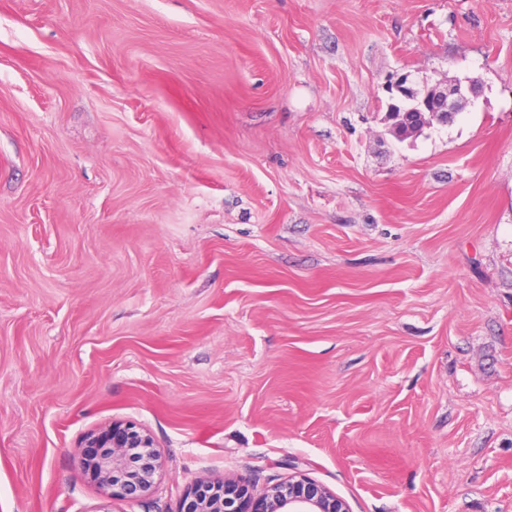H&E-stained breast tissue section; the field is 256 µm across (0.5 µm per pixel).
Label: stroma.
<instances>
[{
    "label": "stroma",
    "mask_w": 512,
    "mask_h": 512,
    "mask_svg": "<svg viewBox=\"0 0 512 512\" xmlns=\"http://www.w3.org/2000/svg\"><path fill=\"white\" fill-rule=\"evenodd\" d=\"M403 75L480 92L400 140ZM294 476L512 512V0H0V512ZM85 444L86 448H109L83 461V468L92 471L106 496L138 501L152 491L162 463L144 429L130 422H115L106 431L88 433Z\"/></svg>",
    "instance_id": "stroma-1"
}]
</instances>
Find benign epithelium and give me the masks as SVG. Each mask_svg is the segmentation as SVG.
I'll list each match as a JSON object with an SVG mask.
<instances>
[{
	"label": "benign epithelium",
	"instance_id": "obj_1",
	"mask_svg": "<svg viewBox=\"0 0 512 512\" xmlns=\"http://www.w3.org/2000/svg\"><path fill=\"white\" fill-rule=\"evenodd\" d=\"M406 81L403 77L399 83L405 88L402 95L411 103L408 111L425 116L426 126L452 122L468 102L467 95H477L475 85L464 89L454 83L431 88L419 97L405 87ZM85 444L97 452L84 458L83 467L92 471L106 496L137 501L152 491L162 463L144 429L130 422H114L106 431L88 433ZM200 494L201 490H196L194 499L184 504L181 512H350L342 498L306 478L290 479L259 492L250 489L242 478L226 480L224 502L211 507L199 503Z\"/></svg>",
	"mask_w": 512,
	"mask_h": 512
}]
</instances>
